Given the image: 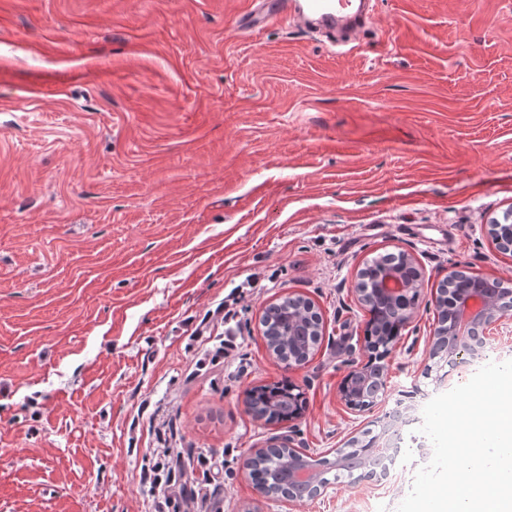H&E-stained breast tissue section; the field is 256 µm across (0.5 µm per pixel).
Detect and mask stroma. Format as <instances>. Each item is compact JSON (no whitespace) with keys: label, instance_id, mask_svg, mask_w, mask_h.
Instances as JSON below:
<instances>
[{"label":"stroma","instance_id":"1","mask_svg":"<svg viewBox=\"0 0 512 512\" xmlns=\"http://www.w3.org/2000/svg\"><path fill=\"white\" fill-rule=\"evenodd\" d=\"M233 8L0 0V512H157L169 447L222 463L221 512H397L410 455L299 501L242 462L287 434L324 456L471 377L429 338L451 267L512 285L487 234L512 211V0H376L345 47ZM399 251L425 281L354 414L356 274ZM290 293L323 318L292 370L259 323ZM284 378L302 417L255 419L247 390ZM393 341L386 342L383 346L380 344L379 348L372 352L366 349L369 353L367 363L353 368L343 380L340 387L341 400L351 411L364 412L370 410L375 405L381 392H384L386 388V368L377 371L374 369V364L378 355L382 361H386L393 350ZM351 389H355L360 394V401H354L349 397ZM366 390L370 393L367 398L365 397ZM364 399H368V401Z\"/></svg>","mask_w":512,"mask_h":512}]
</instances>
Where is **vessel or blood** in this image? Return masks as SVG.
<instances>
[{"label":"vessel or blood","instance_id":"b4317fda","mask_svg":"<svg viewBox=\"0 0 512 512\" xmlns=\"http://www.w3.org/2000/svg\"><path fill=\"white\" fill-rule=\"evenodd\" d=\"M347 8V0H245L238 24L257 31L271 22L287 21L302 29L315 27L351 35L364 26L367 13L362 10L351 15Z\"/></svg>","mask_w":512,"mask_h":512}]
</instances>
